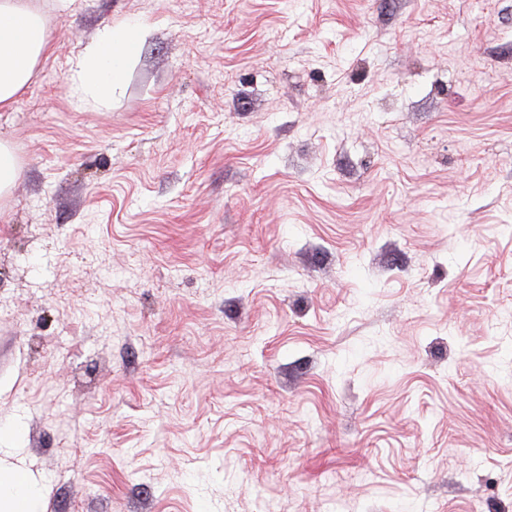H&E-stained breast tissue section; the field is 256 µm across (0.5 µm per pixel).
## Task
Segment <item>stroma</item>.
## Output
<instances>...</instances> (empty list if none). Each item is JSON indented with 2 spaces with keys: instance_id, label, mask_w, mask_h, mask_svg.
Here are the masks:
<instances>
[{
  "instance_id": "35a3bbf8",
  "label": "stroma",
  "mask_w": 512,
  "mask_h": 512,
  "mask_svg": "<svg viewBox=\"0 0 512 512\" xmlns=\"http://www.w3.org/2000/svg\"><path fill=\"white\" fill-rule=\"evenodd\" d=\"M30 2L0 427L44 512H512V0ZM148 28L132 23L120 29L107 27L88 44L69 76V86L81 98L99 100L120 88L127 66L135 56Z\"/></svg>"
}]
</instances>
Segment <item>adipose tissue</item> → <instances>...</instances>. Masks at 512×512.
Instances as JSON below:
<instances>
[{
  "label": "adipose tissue",
  "mask_w": 512,
  "mask_h": 512,
  "mask_svg": "<svg viewBox=\"0 0 512 512\" xmlns=\"http://www.w3.org/2000/svg\"><path fill=\"white\" fill-rule=\"evenodd\" d=\"M147 31L142 23L100 31L69 76L74 94L99 100L120 88ZM50 50L43 18L30 0H0V110L14 105ZM41 502L38 482L30 472L0 465V512H42Z\"/></svg>",
  "instance_id": "1"
}]
</instances>
